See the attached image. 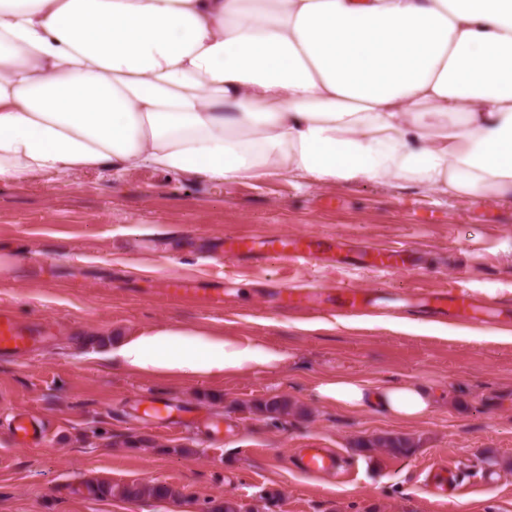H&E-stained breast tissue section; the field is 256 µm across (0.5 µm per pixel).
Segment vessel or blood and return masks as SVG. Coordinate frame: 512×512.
<instances>
[{
    "label": "vessel or blood",
    "instance_id": "b4317fda",
    "mask_svg": "<svg viewBox=\"0 0 512 512\" xmlns=\"http://www.w3.org/2000/svg\"><path fill=\"white\" fill-rule=\"evenodd\" d=\"M224 253L230 257L279 259L289 264L310 269L321 262L369 268L379 275H386L406 266L410 259L405 245L373 247L361 252L347 250L344 243L331 237L298 235L292 238L246 234L224 240ZM222 290L210 282L175 281L168 284L165 295L178 301L188 297H202L221 302ZM281 310H299L319 316L350 319L368 315L370 295L344 285L333 288L328 294L316 297L307 289L293 286L276 289ZM480 310L476 297L464 289L425 293L418 306L419 314L432 321L453 318L467 320ZM48 335L47 329L17 322L10 313L0 310V353L26 355L34 351ZM13 434L19 444L28 446L42 439L40 430L25 414L13 418ZM299 469L314 476H333L339 473V452L329 448H302L296 455ZM424 489L430 504L440 506L459 497L462 484L449 466L427 467Z\"/></svg>",
    "mask_w": 512,
    "mask_h": 512
}]
</instances>
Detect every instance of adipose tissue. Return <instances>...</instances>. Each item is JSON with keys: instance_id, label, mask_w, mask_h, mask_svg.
<instances>
[{"instance_id": "obj_1", "label": "adipose tissue", "mask_w": 512, "mask_h": 512, "mask_svg": "<svg viewBox=\"0 0 512 512\" xmlns=\"http://www.w3.org/2000/svg\"><path fill=\"white\" fill-rule=\"evenodd\" d=\"M141 168L510 198L512 0H0V182ZM108 358L198 379L286 355L171 324ZM316 391L404 420L438 400L343 375Z\"/></svg>"}]
</instances>
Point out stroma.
<instances>
[{"instance_id":"1","label":"stroma","mask_w":512,"mask_h":512,"mask_svg":"<svg viewBox=\"0 0 512 512\" xmlns=\"http://www.w3.org/2000/svg\"><path fill=\"white\" fill-rule=\"evenodd\" d=\"M227 234L332 235L357 248L403 243L422 269L378 277L365 269H300L222 256ZM23 256L0 278V308L53 329L34 352L0 354V512H211L226 497L246 512H428L425 465L464 462V493L442 512H512V329L496 318L464 325L419 318V290L466 288L512 310V200L442 199L405 183L300 186L288 175L221 182L152 168L118 175L48 173L0 183V253ZM223 280L224 303L174 302L175 278ZM345 282L392 302L349 322L281 312L270 289L324 292ZM398 319L416 322L399 332ZM185 323L282 349L273 371L182 380L131 374L103 354L124 335ZM347 374L370 383L416 381L442 394L426 418L405 422L346 411L317 384ZM155 397L195 415L181 432L144 417ZM296 413L267 419L261 402ZM41 422L22 446L14 413ZM404 435L406 457L359 452L356 440ZM340 449L355 464L341 480L314 477L300 448ZM497 482L482 485L480 471ZM163 482L172 500L96 499L85 483Z\"/></svg>"}]
</instances>
